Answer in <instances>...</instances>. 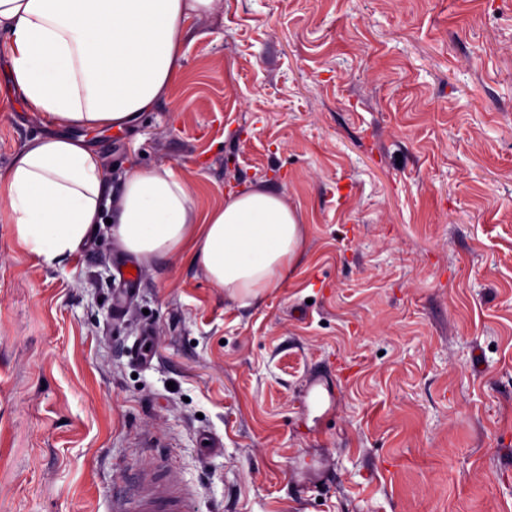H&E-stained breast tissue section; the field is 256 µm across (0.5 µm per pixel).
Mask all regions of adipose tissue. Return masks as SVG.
<instances>
[{"instance_id":"obj_1","label":"adipose tissue","mask_w":512,"mask_h":512,"mask_svg":"<svg viewBox=\"0 0 512 512\" xmlns=\"http://www.w3.org/2000/svg\"><path fill=\"white\" fill-rule=\"evenodd\" d=\"M215 0H0L8 38L0 77L51 127L0 171V215L48 265L78 252L112 214L117 247L142 262L185 255L226 296L261 302L287 284L308 228L287 196L263 183L198 211L193 189L170 166L127 172L106 193L101 157L69 128L122 129L152 111L180 77L187 22Z\"/></svg>"}]
</instances>
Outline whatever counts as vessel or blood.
<instances>
[{
	"instance_id": "1",
	"label": "vessel or blood",
	"mask_w": 512,
	"mask_h": 512,
	"mask_svg": "<svg viewBox=\"0 0 512 512\" xmlns=\"http://www.w3.org/2000/svg\"><path fill=\"white\" fill-rule=\"evenodd\" d=\"M116 512H195V497L168 466L157 464L135 475L131 493Z\"/></svg>"
}]
</instances>
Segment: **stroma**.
I'll return each instance as SVG.
<instances>
[{
	"label": "stroma",
	"instance_id": "obj_1",
	"mask_svg": "<svg viewBox=\"0 0 512 512\" xmlns=\"http://www.w3.org/2000/svg\"><path fill=\"white\" fill-rule=\"evenodd\" d=\"M170 96L86 134L198 208L308 224L241 306L102 225L44 264L0 222V512H114L163 462L199 512H512V0H219ZM0 96V169L47 132Z\"/></svg>",
	"mask_w": 512,
	"mask_h": 512
}]
</instances>
